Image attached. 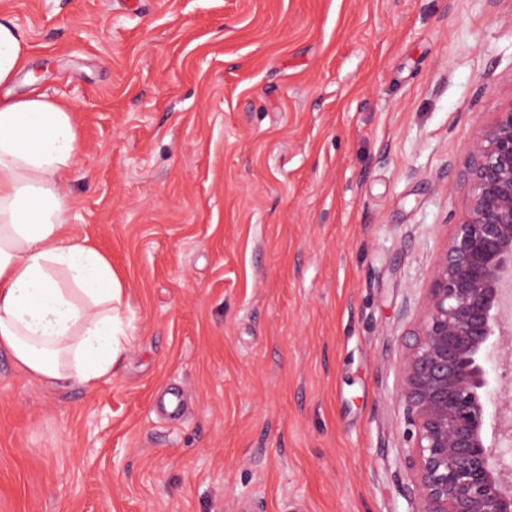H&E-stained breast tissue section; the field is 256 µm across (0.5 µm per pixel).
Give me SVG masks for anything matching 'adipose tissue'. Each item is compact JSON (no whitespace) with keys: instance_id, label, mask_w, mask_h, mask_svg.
I'll return each instance as SVG.
<instances>
[{"instance_id":"ef3b65f1","label":"adipose tissue","mask_w":512,"mask_h":512,"mask_svg":"<svg viewBox=\"0 0 512 512\" xmlns=\"http://www.w3.org/2000/svg\"><path fill=\"white\" fill-rule=\"evenodd\" d=\"M30 45L0 18V87ZM74 108L45 94L0 100V350L34 380L94 392L130 345L125 283L69 222L63 175L79 162Z\"/></svg>"}]
</instances>
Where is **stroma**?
I'll return each instance as SVG.
<instances>
[{
  "label": "stroma",
  "mask_w": 512,
  "mask_h": 512,
  "mask_svg": "<svg viewBox=\"0 0 512 512\" xmlns=\"http://www.w3.org/2000/svg\"><path fill=\"white\" fill-rule=\"evenodd\" d=\"M127 288L90 394L0 351V512H417L398 365L512 104V0H0ZM176 389L177 419L157 408Z\"/></svg>",
  "instance_id": "35a3bbf8"
}]
</instances>
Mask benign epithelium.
I'll use <instances>...</instances> for the list:
<instances>
[{
	"mask_svg": "<svg viewBox=\"0 0 512 512\" xmlns=\"http://www.w3.org/2000/svg\"><path fill=\"white\" fill-rule=\"evenodd\" d=\"M459 224L445 235L399 365L396 396L414 427L417 512H512V464L486 444L487 402L512 442V389L489 388L494 353L512 371V106L473 140Z\"/></svg>",
	"mask_w": 512,
	"mask_h": 512,
	"instance_id": "1",
	"label": "benign epithelium"
}]
</instances>
